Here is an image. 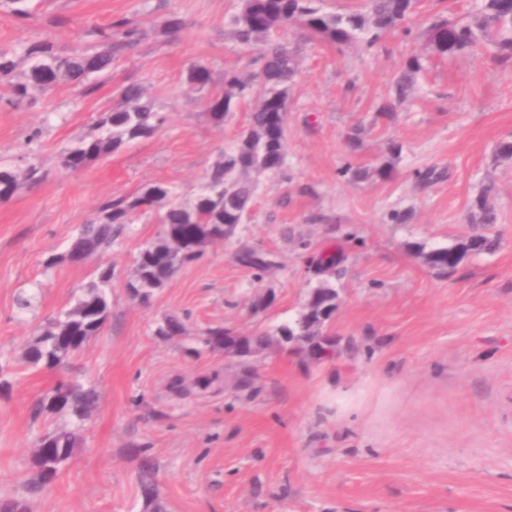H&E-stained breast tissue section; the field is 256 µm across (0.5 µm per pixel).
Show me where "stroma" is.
I'll use <instances>...</instances> for the list:
<instances>
[{
    "label": "stroma",
    "instance_id": "obj_1",
    "mask_svg": "<svg viewBox=\"0 0 512 512\" xmlns=\"http://www.w3.org/2000/svg\"><path fill=\"white\" fill-rule=\"evenodd\" d=\"M239 5L48 0L25 20L0 7L6 48L47 39L77 49L88 27L117 15L154 27L92 95L62 84L33 102L0 105V158L19 167L35 160L45 173L0 201V500L27 497L31 512H144L138 476L147 458L167 512H512V160H492L496 145L512 140V65L499 64L490 46L431 60L414 98L376 123L394 76L425 47L423 25L375 52L339 51L288 29L285 40L302 55L284 173L260 176L251 218L233 237L209 246L146 304L124 284L162 229L154 216H138L102 255L45 268L102 199L155 181L192 197L234 144L248 107L215 125L207 92L189 91L186 78L195 64L216 83L225 71L246 70L252 52L226 25ZM172 12L184 22L173 37L159 31ZM130 83L164 114L160 130L78 172L62 170L60 153L95 134L99 113ZM357 124L366 127L364 146L352 153L345 136ZM37 128L40 139L28 143ZM392 138L403 151L391 179L351 184L339 175L347 162L377 165ZM426 166L445 178L414 188L412 171ZM488 179L498 188L497 249L436 274L410 243L441 246L472 233L469 204ZM396 209L408 211L406 223L389 221ZM247 246L278 262L264 281L276 301L257 315L252 277L234 260ZM326 247L346 255L334 361L264 354L253 362L258 392L247 398L223 353L190 355L193 336L207 327L247 334L254 324L295 318L311 286L309 253ZM100 264L115 271L103 331L58 370L27 367L21 355L37 325L70 304ZM23 288L37 296L29 312L15 303ZM170 315L184 321V335H156ZM213 370L223 371L225 389L186 399L168 389L173 378ZM60 378L95 387L99 402L61 476L29 496L36 439L69 423L33 412Z\"/></svg>",
    "mask_w": 512,
    "mask_h": 512
}]
</instances>
